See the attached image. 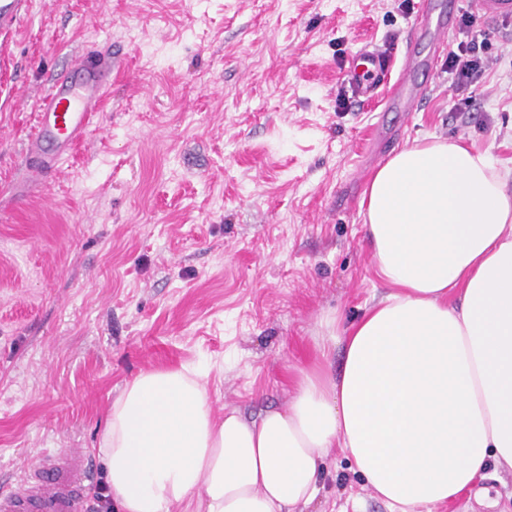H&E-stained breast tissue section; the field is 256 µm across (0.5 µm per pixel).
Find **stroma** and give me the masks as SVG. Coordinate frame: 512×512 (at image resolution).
<instances>
[{
    "label": "stroma",
    "instance_id": "1",
    "mask_svg": "<svg viewBox=\"0 0 512 512\" xmlns=\"http://www.w3.org/2000/svg\"><path fill=\"white\" fill-rule=\"evenodd\" d=\"M420 0H31L0 37V488L47 451L95 454L144 370L207 376L215 414L285 406L320 319L387 293L361 200L394 150L461 140L512 188V20L478 19L491 61L459 88L446 47L415 112L356 99L366 44L406 52ZM111 42L112 93L86 149L16 187L37 100L70 55ZM468 108H461V101ZM305 512H388L341 449ZM433 512H512V473Z\"/></svg>",
    "mask_w": 512,
    "mask_h": 512
}]
</instances>
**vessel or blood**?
I'll return each mask as SVG.
<instances>
[{"instance_id": "obj_1", "label": "vessel or blood", "mask_w": 512, "mask_h": 512, "mask_svg": "<svg viewBox=\"0 0 512 512\" xmlns=\"http://www.w3.org/2000/svg\"><path fill=\"white\" fill-rule=\"evenodd\" d=\"M30 0H0V34L12 32L28 16ZM471 9L490 20L512 18V0H470ZM435 7L424 0L416 24L423 35L443 42L449 24L435 20ZM392 59L377 50L362 47L345 71L357 97L380 100L385 111H416L420 98L413 72L427 63L407 57L405 72L392 84L385 78ZM112 85V48L103 45L78 56L46 88L28 151L34 159L19 185L29 195L42 182L45 172L59 165L92 135L93 120L100 112ZM93 479L89 457L73 451L47 452L32 466L22 490H0V512H87L85 489Z\"/></svg>"}]
</instances>
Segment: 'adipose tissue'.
Instances as JSON below:
<instances>
[{"instance_id": "obj_1", "label": "adipose tissue", "mask_w": 512, "mask_h": 512, "mask_svg": "<svg viewBox=\"0 0 512 512\" xmlns=\"http://www.w3.org/2000/svg\"><path fill=\"white\" fill-rule=\"evenodd\" d=\"M361 205L388 293L321 319L282 410L219 417L195 368L137 374L98 441L111 512H301L335 447L390 512L512 470V193L488 155L435 140L380 163Z\"/></svg>"}]
</instances>
